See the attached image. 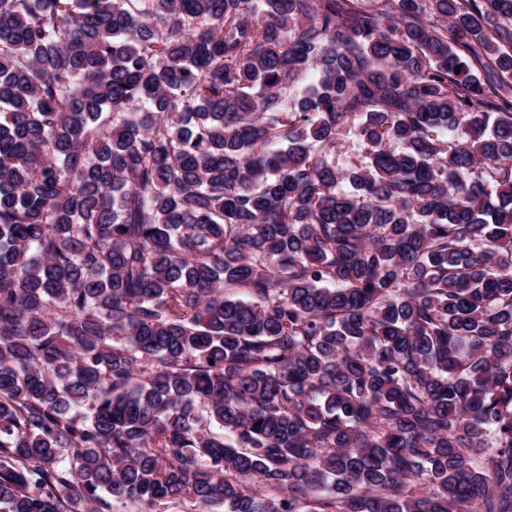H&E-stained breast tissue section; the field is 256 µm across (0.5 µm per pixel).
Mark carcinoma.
I'll return each instance as SVG.
<instances>
[{"mask_svg":"<svg viewBox=\"0 0 512 512\" xmlns=\"http://www.w3.org/2000/svg\"><path fill=\"white\" fill-rule=\"evenodd\" d=\"M116 500L512 512V0H0V512Z\"/></svg>","mask_w":512,"mask_h":512,"instance_id":"obj_1","label":"carcinoma"}]
</instances>
